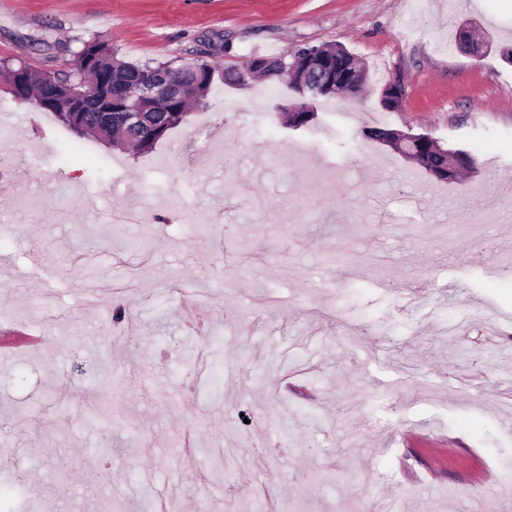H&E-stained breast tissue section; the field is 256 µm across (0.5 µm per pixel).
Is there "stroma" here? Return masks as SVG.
Instances as JSON below:
<instances>
[{
    "instance_id": "stroma-1",
    "label": "stroma",
    "mask_w": 512,
    "mask_h": 512,
    "mask_svg": "<svg viewBox=\"0 0 512 512\" xmlns=\"http://www.w3.org/2000/svg\"><path fill=\"white\" fill-rule=\"evenodd\" d=\"M92 40L224 70L335 44L368 82L298 130L286 83L221 84L147 154L66 153L76 135L0 82L12 168L33 177L0 222V324L47 331L0 364V512L512 499V216L445 221L512 176V0H0V66L67 73ZM381 125L475 167L434 182L364 137Z\"/></svg>"
}]
</instances>
